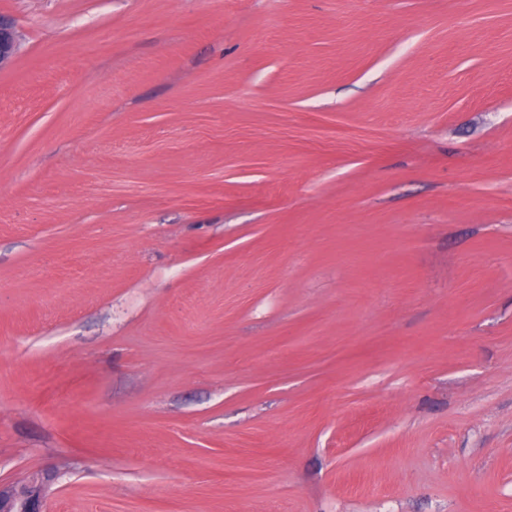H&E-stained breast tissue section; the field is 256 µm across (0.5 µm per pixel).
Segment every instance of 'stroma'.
Returning a JSON list of instances; mask_svg holds the SVG:
<instances>
[{
  "mask_svg": "<svg viewBox=\"0 0 512 512\" xmlns=\"http://www.w3.org/2000/svg\"><path fill=\"white\" fill-rule=\"evenodd\" d=\"M0 16V483L512 512V0ZM17 49V32L9 21L0 16V68L14 57Z\"/></svg>",
  "mask_w": 512,
  "mask_h": 512,
  "instance_id": "35a3bbf8",
  "label": "stroma"
}]
</instances>
